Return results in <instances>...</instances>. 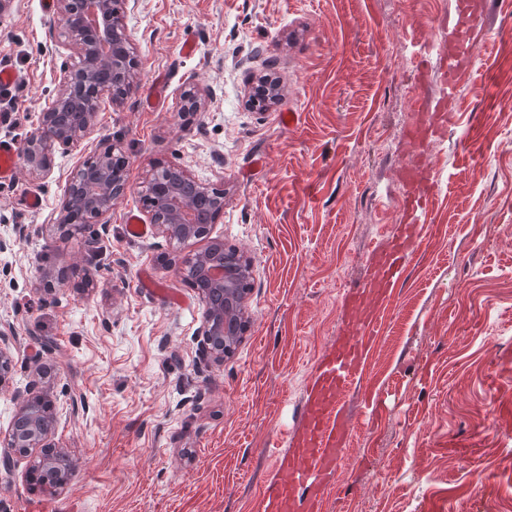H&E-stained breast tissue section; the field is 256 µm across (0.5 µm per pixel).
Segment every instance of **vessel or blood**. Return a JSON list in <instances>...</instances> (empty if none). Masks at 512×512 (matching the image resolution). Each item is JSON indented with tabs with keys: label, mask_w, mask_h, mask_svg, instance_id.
Returning a JSON list of instances; mask_svg holds the SVG:
<instances>
[{
	"label": "vessel or blood",
	"mask_w": 512,
	"mask_h": 512,
	"mask_svg": "<svg viewBox=\"0 0 512 512\" xmlns=\"http://www.w3.org/2000/svg\"><path fill=\"white\" fill-rule=\"evenodd\" d=\"M470 30L453 28L444 38L445 53L438 64L446 84L445 101H452L455 78L461 68L463 44L469 43ZM19 161L14 142L0 140V178L14 177ZM405 240L397 244L378 262L379 273L374 283L378 299H385L389 288L400 279ZM349 303V323L337 344L319 357L317 371L306 389L300 419L291 431V452L277 458L278 494L266 501L263 512H296L298 495H305L308 512H318L324 491L346 453L352 427L338 407L340 392L360 377L367 348L375 341L378 330L374 314L369 313L366 291L359 288Z\"/></svg>",
	"instance_id": "obj_1"
}]
</instances>
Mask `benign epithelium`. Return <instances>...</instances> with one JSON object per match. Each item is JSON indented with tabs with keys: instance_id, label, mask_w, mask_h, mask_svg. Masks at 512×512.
I'll return each mask as SVG.
<instances>
[{
	"instance_id": "obj_1",
	"label": "benign epithelium",
	"mask_w": 512,
	"mask_h": 512,
	"mask_svg": "<svg viewBox=\"0 0 512 512\" xmlns=\"http://www.w3.org/2000/svg\"><path fill=\"white\" fill-rule=\"evenodd\" d=\"M137 0H56L57 18L62 34L70 39L69 47L79 59L77 67L61 69L58 87L42 109L39 123L25 139L23 164L32 175L45 177L51 172L50 155L55 146H70L83 138L96 116L106 78L120 82L112 91L122 101L136 89L131 46L120 31L129 5ZM125 165L114 157V148L103 146L94 159L72 176L58 207L56 221L75 230L107 216L113 202L123 193ZM179 181L168 178L166 169L155 171L147 208L150 223L171 240L200 239L208 226L186 221L189 206L183 188L196 192L207 188L181 168H172ZM203 263L202 276L208 286L198 289L204 305L200 327L206 352L220 361L231 351L226 337L237 336L243 329L242 303L248 291L251 265L244 263L235 273L224 272L219 278L210 271L219 263L199 252L185 261L192 267ZM11 328L0 327V384L13 369L9 351ZM16 413L6 431L4 447L19 454L31 448L41 449V457L30 473L40 485L60 489L69 461L51 443L56 421L55 408L45 394H17Z\"/></svg>"
}]
</instances>
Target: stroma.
I'll return each mask as SVG.
<instances>
[{
    "instance_id": "1",
    "label": "stroma",
    "mask_w": 512,
    "mask_h": 512,
    "mask_svg": "<svg viewBox=\"0 0 512 512\" xmlns=\"http://www.w3.org/2000/svg\"><path fill=\"white\" fill-rule=\"evenodd\" d=\"M462 3L484 26L450 120L428 139L441 190L363 383L343 395L353 433L326 512H512V116L499 106L512 99V31L498 28L512 0H138L123 21L137 91L102 95L93 129L55 147L48 177L21 167L0 181V322L15 331L0 433L16 395L39 384L57 412L53 439L77 464L64 490L40 489L28 481L39 450L15 454L0 467V512H256L271 496L346 294L402 221L414 99L437 104L443 86L420 61L443 52ZM56 21L41 0L0 12V68L24 76L0 90V139L24 143L74 61L49 34ZM264 78L280 98L249 107ZM289 110L297 120L282 125ZM105 141L127 160V188L107 227L63 235L54 217L68 180ZM163 166L223 193L208 238L177 243L150 225L144 190ZM131 213L146 236L127 234ZM18 224L29 227L20 239ZM212 237L252 262L246 328L221 362L201 354L204 306L182 271ZM145 271L157 288L141 287ZM369 389L386 399L373 421Z\"/></svg>"
}]
</instances>
